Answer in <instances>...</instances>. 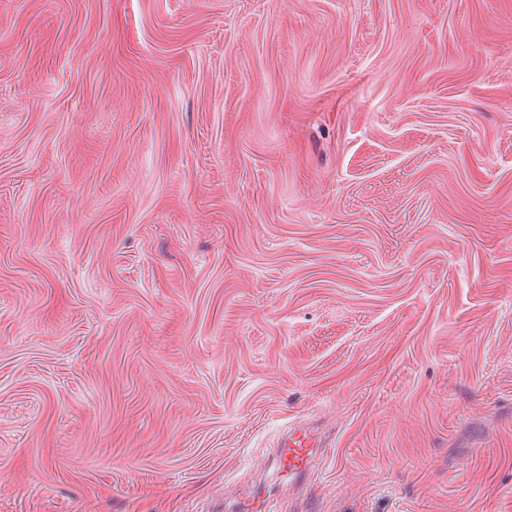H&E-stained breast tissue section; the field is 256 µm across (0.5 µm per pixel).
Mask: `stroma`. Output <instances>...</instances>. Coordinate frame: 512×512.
<instances>
[{
  "instance_id": "1",
  "label": "stroma",
  "mask_w": 512,
  "mask_h": 512,
  "mask_svg": "<svg viewBox=\"0 0 512 512\" xmlns=\"http://www.w3.org/2000/svg\"><path fill=\"white\" fill-rule=\"evenodd\" d=\"M233 493L512 512V0H0V512ZM318 445L319 438L314 429L306 425L294 427L273 458L274 475L288 477V482L304 478L312 467Z\"/></svg>"
}]
</instances>
